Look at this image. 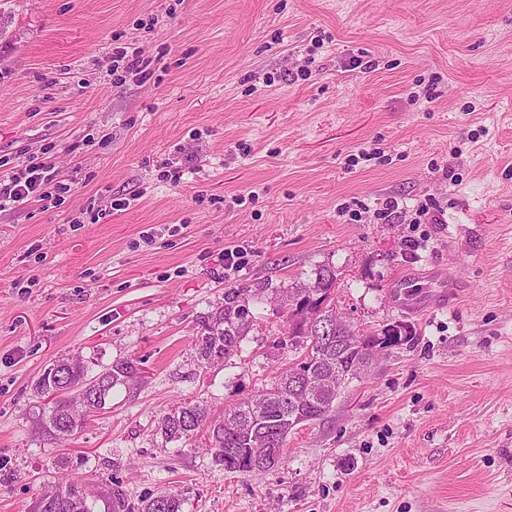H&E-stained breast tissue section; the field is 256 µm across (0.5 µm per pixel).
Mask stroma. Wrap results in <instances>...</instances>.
Here are the masks:
<instances>
[{
  "label": "stroma",
  "mask_w": 512,
  "mask_h": 512,
  "mask_svg": "<svg viewBox=\"0 0 512 512\" xmlns=\"http://www.w3.org/2000/svg\"><path fill=\"white\" fill-rule=\"evenodd\" d=\"M121 43L146 75L116 85ZM0 159L56 172L0 211V512L64 477L95 512L113 479L184 512H512V0H0ZM424 203L442 223H412ZM323 266L353 328L412 342L262 476L165 442L166 413L222 416L296 361L282 290ZM439 274L465 285L449 308L394 306ZM236 287L262 291L251 330L204 366ZM63 358L143 379L57 441L35 382Z\"/></svg>",
  "instance_id": "stroma-1"
}]
</instances>
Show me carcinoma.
<instances>
[{
    "mask_svg": "<svg viewBox=\"0 0 512 512\" xmlns=\"http://www.w3.org/2000/svg\"><path fill=\"white\" fill-rule=\"evenodd\" d=\"M336 270L326 267L316 272L310 284H291L283 289L287 297L298 296L304 304L294 311L288 324V338L282 346L297 347L306 340L305 353L288 369L275 377L270 387L259 394L235 403L220 421L208 420L206 408L186 403L177 411L165 414L159 421L160 433L168 442L204 439L202 447L210 451L216 462L229 472L250 477L261 476L267 469L260 455L276 454L284 463V448L289 433L298 425L324 418L333 408L338 394L367 370L375 355V341L347 323H336V304L332 289ZM260 289L229 288L224 303L204 317L202 333L197 339V354L205 364L218 363L237 351L247 335L252 315L250 303L259 299ZM322 325L331 332L319 334ZM59 378L41 374L36 383L37 394L47 400L41 420L46 433L64 439L81 430L112 400L118 386H135L141 380V368L132 361H118L106 368V384L98 398L91 393L64 396L61 386L88 376V367L79 360L61 359L52 365ZM314 371L337 372L340 383L331 392L310 403L298 397L295 381ZM110 512H183L184 500L174 494H157L141 499L139 508L130 507L126 491L119 482L111 483ZM34 512H95V502L82 485L59 482L53 492L36 499Z\"/></svg>",
    "mask_w": 512,
    "mask_h": 512,
    "instance_id": "1",
    "label": "carcinoma"
}]
</instances>
